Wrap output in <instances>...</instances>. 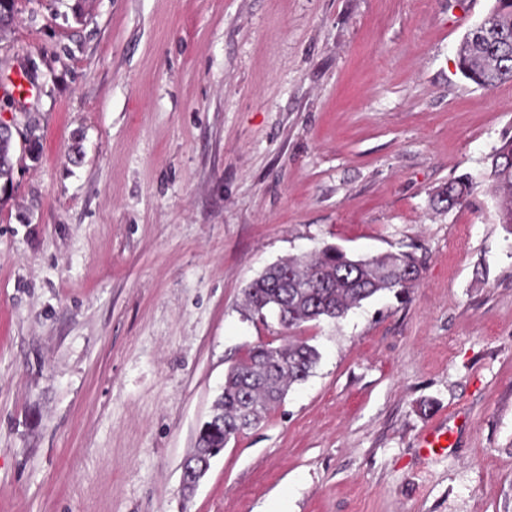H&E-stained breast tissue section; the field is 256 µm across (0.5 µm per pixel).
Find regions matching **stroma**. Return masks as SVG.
<instances>
[{
  "label": "stroma",
  "instance_id": "35a3bbf8",
  "mask_svg": "<svg viewBox=\"0 0 512 512\" xmlns=\"http://www.w3.org/2000/svg\"><path fill=\"white\" fill-rule=\"evenodd\" d=\"M491 3L18 0L0 85L31 67L38 91L0 98V512H512V226L486 179L512 82L455 65ZM464 174L469 204L434 206ZM326 245L413 251L421 280L295 329L314 374L186 492L227 370L285 341L244 289ZM448 427L445 425H433L429 427L421 437L420 448L428 454L442 452L449 447Z\"/></svg>",
  "mask_w": 512,
  "mask_h": 512
}]
</instances>
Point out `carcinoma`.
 Instances as JSON below:
<instances>
[{
	"instance_id": "1",
	"label": "carcinoma",
	"mask_w": 512,
	"mask_h": 512,
	"mask_svg": "<svg viewBox=\"0 0 512 512\" xmlns=\"http://www.w3.org/2000/svg\"><path fill=\"white\" fill-rule=\"evenodd\" d=\"M457 67L464 79L483 89L512 82V0H494L466 34ZM10 148L11 138L1 136L0 180L7 182L14 168ZM486 178L499 223L512 226V137H503L488 157ZM471 189L469 176L461 175L436 190L433 202L452 209L468 201ZM421 269L412 251L352 258L326 246L266 268L246 290V312L252 318L264 319L285 309L287 315L281 325L290 329L324 319L337 321L379 293L414 287ZM319 360L317 348L306 341L252 347L225 376L213 417L198 429L194 452L185 459L183 468L200 465L210 449H223L261 423L292 386L311 376Z\"/></svg>"
}]
</instances>
